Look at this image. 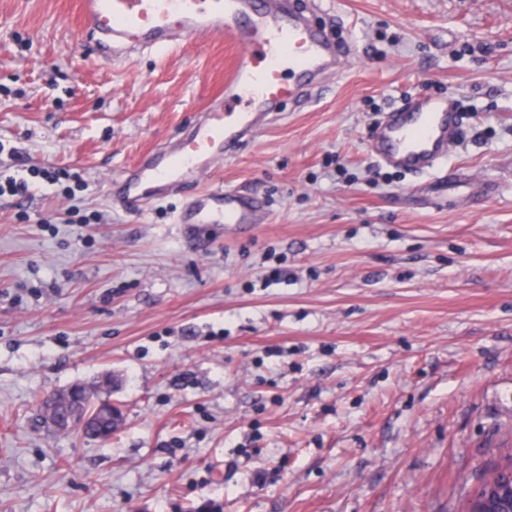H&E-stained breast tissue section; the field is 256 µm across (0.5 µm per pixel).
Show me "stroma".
<instances>
[{
  "label": "stroma",
  "instance_id": "obj_1",
  "mask_svg": "<svg viewBox=\"0 0 512 512\" xmlns=\"http://www.w3.org/2000/svg\"><path fill=\"white\" fill-rule=\"evenodd\" d=\"M78 17L0 0V175L82 182L0 199V512H463L512 458V0H319L356 54L199 178L269 202L209 234L107 183L238 48L90 62ZM420 93L461 128L433 176L369 152ZM75 383L111 439L47 429L37 396Z\"/></svg>",
  "mask_w": 512,
  "mask_h": 512
}]
</instances>
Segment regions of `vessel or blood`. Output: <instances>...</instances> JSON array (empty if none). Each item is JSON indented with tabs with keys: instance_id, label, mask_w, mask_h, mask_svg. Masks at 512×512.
I'll return each mask as SVG.
<instances>
[{
	"instance_id": "vessel-or-blood-1",
	"label": "vessel or blood",
	"mask_w": 512,
	"mask_h": 512,
	"mask_svg": "<svg viewBox=\"0 0 512 512\" xmlns=\"http://www.w3.org/2000/svg\"><path fill=\"white\" fill-rule=\"evenodd\" d=\"M307 10V0H80L77 40L98 59L159 53L182 38L212 36L241 50L223 98L200 113L179 144L148 152L111 180L112 198L140 212L186 195L175 217L179 224L265 222L261 195L195 183L254 138L283 104L301 99L353 58V45L311 24ZM457 124L450 100L418 96L390 113L373 153L413 173L429 171L446 157Z\"/></svg>"
}]
</instances>
